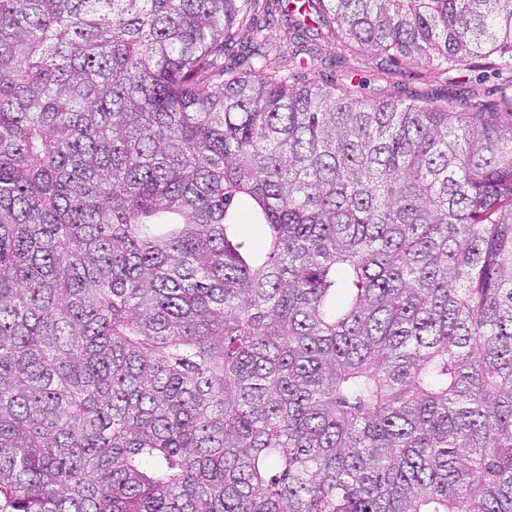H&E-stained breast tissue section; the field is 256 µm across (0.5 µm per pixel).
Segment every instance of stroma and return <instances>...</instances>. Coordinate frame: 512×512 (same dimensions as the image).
Returning a JSON list of instances; mask_svg holds the SVG:
<instances>
[{"instance_id":"35a3bbf8","label":"stroma","mask_w":512,"mask_h":512,"mask_svg":"<svg viewBox=\"0 0 512 512\" xmlns=\"http://www.w3.org/2000/svg\"><path fill=\"white\" fill-rule=\"evenodd\" d=\"M304 22V16H289L279 24V37L282 51L295 52L296 69L307 77L329 86L350 84L352 91L367 98L392 91L399 99L420 105L458 100L501 128L512 127V70L494 69L485 59L462 71L437 69L359 46L346 53L344 62L335 63L318 51L315 42L297 49L294 36Z\"/></svg>"}]
</instances>
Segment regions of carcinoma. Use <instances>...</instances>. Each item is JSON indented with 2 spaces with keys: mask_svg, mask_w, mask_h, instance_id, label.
I'll return each instance as SVG.
<instances>
[{
  "mask_svg": "<svg viewBox=\"0 0 512 512\" xmlns=\"http://www.w3.org/2000/svg\"><path fill=\"white\" fill-rule=\"evenodd\" d=\"M257 2L0 0V512H512V128L300 80ZM296 11L512 68V0ZM239 224L235 225L237 233L249 242L252 249L256 252H262L264 250V242L260 235L256 232V228L253 224H249V216L245 208H241L238 220Z\"/></svg>",
  "mask_w": 512,
  "mask_h": 512,
  "instance_id": "1",
  "label": "carcinoma"
}]
</instances>
